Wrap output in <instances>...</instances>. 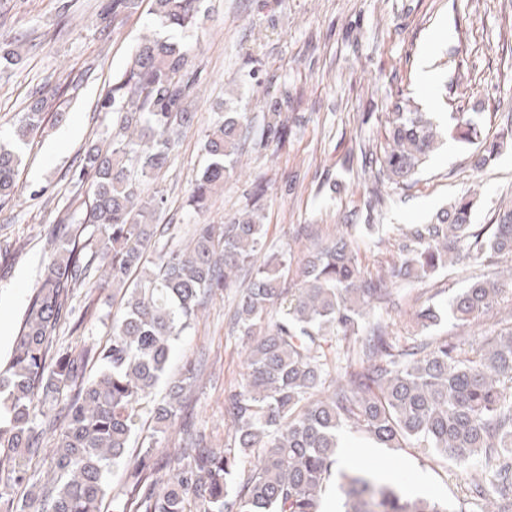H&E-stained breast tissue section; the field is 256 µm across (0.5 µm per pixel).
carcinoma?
Here are the masks:
<instances>
[{
	"mask_svg": "<svg viewBox=\"0 0 512 512\" xmlns=\"http://www.w3.org/2000/svg\"><path fill=\"white\" fill-rule=\"evenodd\" d=\"M142 0H111L112 30ZM206 0H151L153 23L197 29ZM189 52L155 33L143 36L101 103L112 129L68 170L85 199L49 227L50 255L0 370V512H102L111 470L122 467L127 499L113 512H322L334 484L338 512H463L430 497L410 498L376 471L339 459L338 435L350 426L383 448H420L459 464L478 462L466 489L481 512H512V327L490 325L479 347L459 337L512 288V267L468 276L446 301L428 297L411 318L420 333L398 335L378 312L406 284L448 269L468 272L512 257V205L499 207L489 236L472 230L474 203L464 194L421 224L378 239L387 254L365 271L344 234L314 243L297 288L284 285L286 254L264 248V225L251 209L229 224L195 225L193 237L155 249L176 225L157 224L165 201L141 196L139 178L168 163L174 136L191 126ZM48 96L34 97L14 127V147L0 145V202L15 195L28 144L45 120ZM436 122L400 96L386 113L382 137L362 152L365 169L399 189L418 181L448 139L474 145L481 169L501 143L480 140L477 123L452 112ZM261 138L288 139V120L270 104ZM253 139L248 113H217L205 135L208 162L188 203L197 215L215 189L236 176ZM102 273L101 287L123 292L103 346L60 352L55 333L72 313L75 289ZM250 273L239 294L233 332L242 341L245 372L224 390L230 440L224 449L188 434V445L157 457L148 446L131 456L142 400L166 378L172 349L204 300ZM450 320L454 335L438 332ZM354 336L327 356L329 336ZM99 365L93 379L90 364ZM198 369L189 364L150 410L154 434L166 436L183 411ZM60 423L37 424L56 410ZM51 436L50 478L36 479L33 459Z\"/></svg>",
	"mask_w": 512,
	"mask_h": 512,
	"instance_id": "cac0c4a2",
	"label": "carcinoma"
}]
</instances>
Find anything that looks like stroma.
<instances>
[{"label":"stroma","instance_id":"1","mask_svg":"<svg viewBox=\"0 0 512 512\" xmlns=\"http://www.w3.org/2000/svg\"><path fill=\"white\" fill-rule=\"evenodd\" d=\"M108 2L0 0V43L24 45L21 63L0 70V145L11 143L13 125L35 89L70 87L49 109L43 133L25 147L13 200L0 204V248L8 252L0 261L1 363L47 258L42 231L78 205L64 175L88 141H105L97 104L135 43L153 31L143 7L119 33L101 36L112 26L104 12ZM182 40L193 55L196 118L166 168L142 184L144 194L164 195L159 221L176 225L178 240L199 222L225 224L260 203L267 246L291 255L285 285L292 288L313 245L303 226L332 236L353 214L359 226L371 222L390 233L468 194L479 229L512 201V140L503 141L496 159L480 170L472 166V146L448 141L405 191L380 184L362 168L364 147L380 138L384 114L400 93L426 112L469 113L484 138L502 140L512 118V0H212L207 21ZM425 71L431 76L426 96L419 88ZM272 101L288 118L287 141L248 146L244 176L225 182L204 215L193 214L187 197L206 164L204 134L216 113L237 107L258 131ZM259 182L269 191L258 200L253 191ZM465 285L445 273L406 285L382 316L407 335L417 298L435 293L444 300ZM235 295L231 288L208 301L169 365L170 379H177L186 363L206 352L184 404L195 430L215 448L228 434L224 390L242 370L241 342L230 332ZM73 305L72 323L56 333L58 348L103 344L119 297L90 284L77 290ZM341 445L405 495L453 505L463 500L465 466L439 465L414 448H376L350 429Z\"/></svg>","mask_w":512,"mask_h":512}]
</instances>
